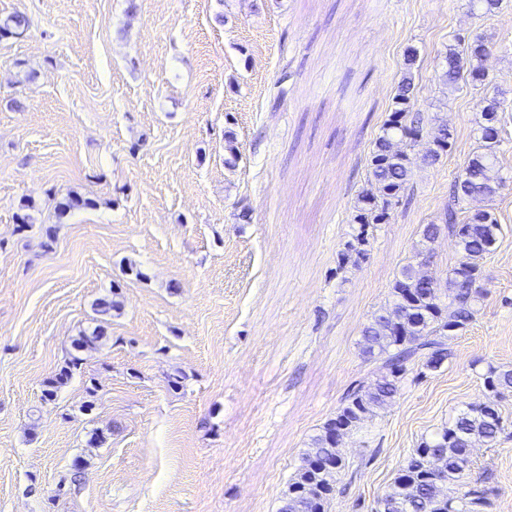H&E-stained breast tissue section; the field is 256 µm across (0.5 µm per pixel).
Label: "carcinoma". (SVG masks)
Segmentation results:
<instances>
[{
  "mask_svg": "<svg viewBox=\"0 0 512 512\" xmlns=\"http://www.w3.org/2000/svg\"><path fill=\"white\" fill-rule=\"evenodd\" d=\"M29 26V18L21 13L0 18V31L10 37ZM491 51V43L480 32L455 38L439 62V82L451 91L491 86L483 65ZM416 61V50L408 51L390 112L371 142L368 188L359 191L353 202L352 221L357 227L338 254V274L359 270L367 262L374 230L391 223L413 166L436 165L453 147V134L448 124L442 123L431 129L432 147L422 155L412 154L425 133L423 118L416 110ZM480 107L477 146L454 173L441 222L421 225L414 261L401 267L389 287L387 303L372 314L361 331L360 355L379 363L385 375L373 382L356 380L351 384L336 416L323 424L303 451L288 479L279 512H327L338 476L346 468L341 438L360 432L366 419L391 405L414 370L441 369L451 358L448 341L467 331L482 308L485 263L502 236L492 202L512 178L500 173L499 167L504 102L493 94L480 99ZM474 202L482 206L469 208ZM445 230L455 237L461 260L448 270L447 288L442 291L429 274V266L433 243ZM79 361L72 356L47 379L46 399L67 384ZM482 376L496 397L512 389V369L490 364ZM504 427L496 399L460 408L445 426L410 452L394 479L392 492L379 501L376 512H489L490 502L470 485L467 476L473 467L475 443L495 445Z\"/></svg>",
  "mask_w": 512,
  "mask_h": 512,
  "instance_id": "carcinoma-1",
  "label": "carcinoma"
}]
</instances>
